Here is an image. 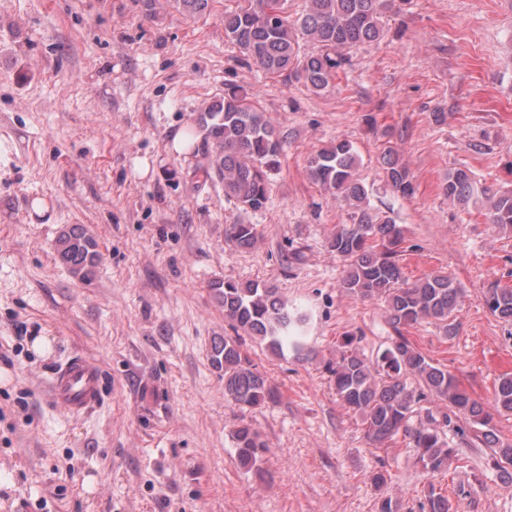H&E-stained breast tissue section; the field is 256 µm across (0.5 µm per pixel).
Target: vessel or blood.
<instances>
[{
	"instance_id": "obj_1",
	"label": "vessel or blood",
	"mask_w": 512,
	"mask_h": 512,
	"mask_svg": "<svg viewBox=\"0 0 512 512\" xmlns=\"http://www.w3.org/2000/svg\"><path fill=\"white\" fill-rule=\"evenodd\" d=\"M49 391L55 405L65 412L84 413L103 396L102 373L90 359L73 356L53 372Z\"/></svg>"
}]
</instances>
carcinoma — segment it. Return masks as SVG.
I'll return each mask as SVG.
<instances>
[{"instance_id":"1","label":"carcinoma","mask_w":512,"mask_h":512,"mask_svg":"<svg viewBox=\"0 0 512 512\" xmlns=\"http://www.w3.org/2000/svg\"><path fill=\"white\" fill-rule=\"evenodd\" d=\"M181 14L194 18L211 10V0H172ZM247 5L224 9V38L243 55L271 75L289 72L314 92L328 88L337 70L353 49L378 41L383 33L384 11L390 0H304L299 18L284 15L279 0H245ZM210 161L205 179L223 185L224 195L243 209L260 210L268 200L269 174L279 166L282 140L265 113L242 87L227 84L224 96L209 104L198 118ZM360 157L351 142L338 140L320 150L310 161V175L332 192L349 211L351 223L336 226L329 239L331 252L347 262L340 288L361 299L386 303L392 324L414 325L424 319L441 323L449 335L463 297V289L445 273L428 275L411 284L401 282L395 257L403 242L397 224L378 219L371 212L369 191L358 178ZM380 165L388 185L402 196L413 193L409 171L398 150L386 141ZM451 202L467 206L474 199L471 172L454 168L442 184ZM491 223L512 232V191L486 194L481 199ZM230 237L236 247L250 249L257 241L252 224H233ZM57 251L77 277H85L99 260L95 239L79 225L59 236ZM211 291L224 308V319L264 344L274 354L304 351L302 330L306 321L288 307L277 290L259 283L216 281ZM484 305L491 314L512 321V290L490 288ZM355 337L345 336L336 362L327 367L336 395L359 413L367 436L376 444L408 431L413 407L425 395L449 404L476 437L489 444L494 464L503 472L512 468V445L494 437L493 415L485 404L463 389L448 371L432 364L405 336H398L377 361L372 362L353 347ZM212 367L224 376V397L243 410L256 408L273 398L266 375L253 364L237 339L216 338L210 348ZM419 384L408 385L407 377ZM493 406L512 412V374L499 379ZM241 464L256 466L268 444L249 424L234 432ZM423 468L430 474L448 469L454 453L440 427H423L412 433ZM427 512H451L448 498L429 486Z\"/></svg>"}]
</instances>
